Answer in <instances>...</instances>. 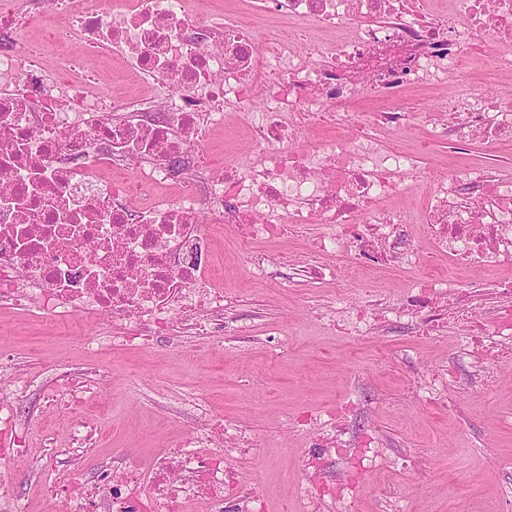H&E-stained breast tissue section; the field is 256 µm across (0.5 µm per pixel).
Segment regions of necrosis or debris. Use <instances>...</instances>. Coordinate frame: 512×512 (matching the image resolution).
Instances as JSON below:
<instances>
[{"instance_id": "1", "label": "necrosis or debris", "mask_w": 512, "mask_h": 512, "mask_svg": "<svg viewBox=\"0 0 512 512\" xmlns=\"http://www.w3.org/2000/svg\"><path fill=\"white\" fill-rule=\"evenodd\" d=\"M199 2L0 0V304L49 318L103 311L123 328L88 347L145 349L153 336L208 335L224 320L200 214L233 225L245 246L321 224L311 258L339 252L391 269L419 263L407 228L423 224L437 255L486 279L461 289L424 275L398 303L374 297L328 321L358 338L391 322L435 336L453 319L469 348L511 356L512 323L485 321L481 306L488 289L512 302V277L498 275L512 265V177L452 165L418 210L382 208L411 192L401 173L419 171L420 156L369 128L408 125L402 95L473 60L491 75L512 67V0H448L444 12L430 0H252L245 21ZM37 26L45 36L33 43ZM76 46L120 60L134 87L101 96ZM253 86L264 106L250 148L215 169L211 135ZM360 97L378 110L349 112ZM421 120L458 150L512 142V103L475 82ZM315 126L344 135L315 145ZM173 185L178 195H163ZM255 447L208 418L161 456L125 450L96 484L72 483L66 502L79 512H224L236 480L229 455Z\"/></svg>"}]
</instances>
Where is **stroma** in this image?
<instances>
[{
  "label": "stroma",
  "instance_id": "stroma-1",
  "mask_svg": "<svg viewBox=\"0 0 512 512\" xmlns=\"http://www.w3.org/2000/svg\"><path fill=\"white\" fill-rule=\"evenodd\" d=\"M250 114H234L213 139L210 158L232 162L245 144ZM322 230L306 224L274 244L290 253L287 269L252 279L231 225L210 226L224 254L217 273L232 309L220 336L175 343L155 336L149 350L88 349L87 336L105 315L79 311L51 321L27 310L0 308V385L23 382L14 410L21 447L0 460L15 500L26 512H56L45 486L65 489L97 478L122 448L160 452L198 431V418L180 413L183 399L259 440L257 453L236 456L240 485L228 512L253 484H263L260 512H317L304 490L305 433L297 419L312 412L314 428L342 405L354 408L349 436L368 434L367 448H340L318 479L339 493L335 512H512V359H495L491 386L468 388L448 371L462 358V336L449 324L433 338L393 324L378 336L351 339L321 319L336 286L308 273L307 243ZM425 269H364L347 288L348 305L368 295L401 296ZM79 378L85 400L66 408L48 400V387ZM79 417L94 437L75 447L65 436Z\"/></svg>",
  "mask_w": 512,
  "mask_h": 512
}]
</instances>
